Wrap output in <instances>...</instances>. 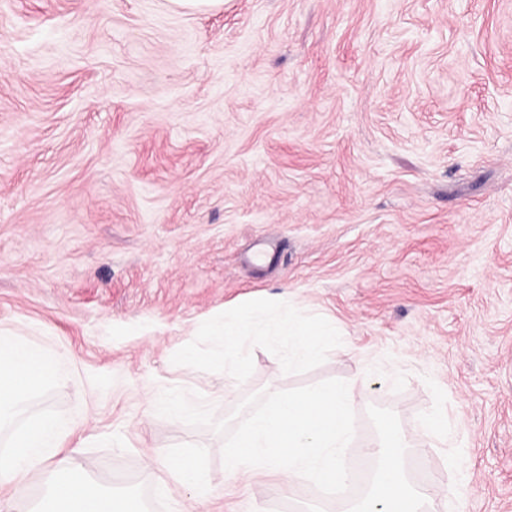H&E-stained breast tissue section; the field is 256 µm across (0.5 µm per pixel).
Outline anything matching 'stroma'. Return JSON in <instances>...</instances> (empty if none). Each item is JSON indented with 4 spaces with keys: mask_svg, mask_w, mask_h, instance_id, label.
<instances>
[{
    "mask_svg": "<svg viewBox=\"0 0 512 512\" xmlns=\"http://www.w3.org/2000/svg\"><path fill=\"white\" fill-rule=\"evenodd\" d=\"M289 315L339 335L300 359ZM0 330L61 363V452L171 512L337 504L230 475L163 389L225 419L361 367L351 449L445 415L434 484L512 512V0H0ZM216 338L224 345V359L239 360L242 356V344L244 341L239 323L234 320L224 321V329L218 332ZM156 457L168 462L169 474L175 482L192 485L199 491L201 490L199 487L201 468L197 461L191 459L171 460L162 451L157 452Z\"/></svg>",
    "mask_w": 512,
    "mask_h": 512,
    "instance_id": "1",
    "label": "stroma"
}]
</instances>
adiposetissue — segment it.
Here are the masks:
<instances>
[{
	"mask_svg": "<svg viewBox=\"0 0 512 512\" xmlns=\"http://www.w3.org/2000/svg\"><path fill=\"white\" fill-rule=\"evenodd\" d=\"M410 439L396 426L386 427L368 454L377 463V474L348 512H428L440 496L439 487L414 483L406 467Z\"/></svg>",
	"mask_w": 512,
	"mask_h": 512,
	"instance_id": "adipose-tissue-1",
	"label": "adipose tissue"
}]
</instances>
